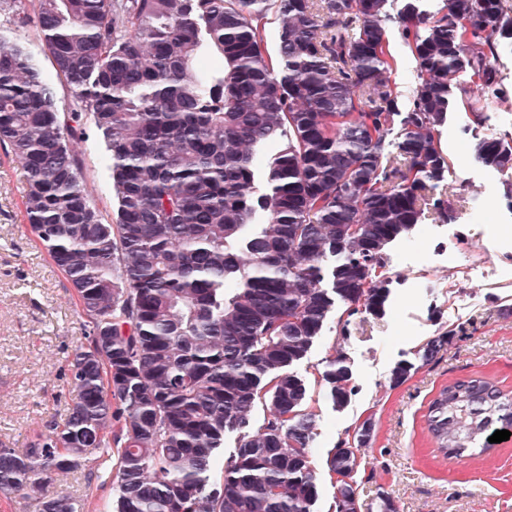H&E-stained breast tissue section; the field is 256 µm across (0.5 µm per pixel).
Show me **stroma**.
Returning <instances> with one entry per match:
<instances>
[{"label": "stroma", "mask_w": 512, "mask_h": 512, "mask_svg": "<svg viewBox=\"0 0 512 512\" xmlns=\"http://www.w3.org/2000/svg\"><path fill=\"white\" fill-rule=\"evenodd\" d=\"M404 4L389 0L386 29L393 94L405 111L418 78L399 24ZM0 43L22 46L53 88L60 114L73 110L36 22L0 16ZM496 65L499 90L480 89L467 72L452 80L454 99L438 136L447 170L426 193L431 204L450 202L451 219L440 221L431 205L425 208L414 229L384 250L391 290L384 311L352 315L337 305L293 366L306 385L305 409L316 416L310 448L316 512H334L336 476L328 457L340 442L356 444L368 418L372 438L357 451L354 476L359 512H380L385 496L398 512H512V439L445 463L427 428L431 401L456 379L482 376L512 393V198L506 195L512 173L478 165L472 155L478 140L512 137V51ZM477 112L482 122H474ZM79 132L85 191L104 220L113 221L117 200L102 135L89 116ZM26 179L0 145V440L20 451L46 425L63 423L73 398L68 362L88 332L74 289L25 221ZM444 333L448 344L424 362L423 346ZM339 354L352 371V394L341 408L322 379ZM400 363L412 371L394 387L390 373ZM114 475V458L99 451L39 491L0 494V512H38L41 495L70 496L79 512H114Z\"/></svg>", "instance_id": "35a3bbf8"}]
</instances>
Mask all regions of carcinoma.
I'll use <instances>...</instances> for the list:
<instances>
[{
    "mask_svg": "<svg viewBox=\"0 0 512 512\" xmlns=\"http://www.w3.org/2000/svg\"><path fill=\"white\" fill-rule=\"evenodd\" d=\"M277 56L264 49L267 0H37L36 17L74 99L62 117L23 48L0 44V144L28 174L32 231L91 324L69 362L74 398L63 425L20 453L0 442V491L35 488L117 448L115 512H315L309 458L315 418L290 366L336 303L382 312L384 249L444 178L439 128L450 77L501 82L497 38L512 39L505 0H446L400 16L418 84L399 110L389 86L388 0H276ZM26 19L23 0L0 14ZM92 116L108 151L118 207L102 221L81 182L78 126ZM400 125L398 156L386 137ZM474 159L512 169V139H482ZM448 335L427 342L432 361ZM352 373L323 372L341 407ZM268 398L270 418L251 417ZM512 397L482 377L442 388L427 425L461 459ZM239 435L210 482L224 433ZM335 512H356V450L327 460ZM39 512H77L69 496Z\"/></svg>",
    "mask_w": 512,
    "mask_h": 512,
    "instance_id": "1",
    "label": "carcinoma"
}]
</instances>
